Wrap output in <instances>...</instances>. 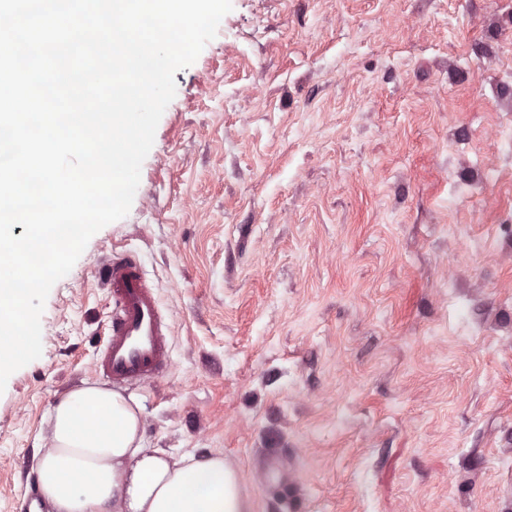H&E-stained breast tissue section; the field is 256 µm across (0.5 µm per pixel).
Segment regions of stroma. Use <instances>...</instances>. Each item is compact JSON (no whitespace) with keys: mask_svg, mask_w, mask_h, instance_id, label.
Returning <instances> with one entry per match:
<instances>
[{"mask_svg":"<svg viewBox=\"0 0 512 512\" xmlns=\"http://www.w3.org/2000/svg\"><path fill=\"white\" fill-rule=\"evenodd\" d=\"M175 81L0 393V512L99 380L113 251L172 317L122 388L146 447L223 454L251 512H512V0H232Z\"/></svg>","mask_w":512,"mask_h":512,"instance_id":"1","label":"stroma"}]
</instances>
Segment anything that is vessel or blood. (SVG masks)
Listing matches in <instances>:
<instances>
[{
  "mask_svg": "<svg viewBox=\"0 0 512 512\" xmlns=\"http://www.w3.org/2000/svg\"><path fill=\"white\" fill-rule=\"evenodd\" d=\"M98 279L112 312L95 371L115 385L157 381L170 367L173 332L154 285L130 254L108 257Z\"/></svg>",
  "mask_w": 512,
  "mask_h": 512,
  "instance_id": "1",
  "label": "vessel or blood"
}]
</instances>
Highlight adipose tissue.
Returning a JSON list of instances; mask_svg holds the SVG:
<instances>
[{
  "label": "adipose tissue",
  "instance_id": "obj_1",
  "mask_svg": "<svg viewBox=\"0 0 512 512\" xmlns=\"http://www.w3.org/2000/svg\"><path fill=\"white\" fill-rule=\"evenodd\" d=\"M50 423L36 489L53 512H249L223 455L172 460L145 447L135 396L86 384L57 402Z\"/></svg>",
  "mask_w": 512,
  "mask_h": 512
}]
</instances>
